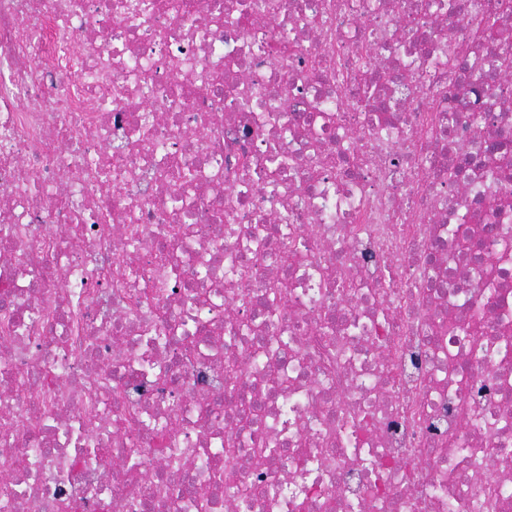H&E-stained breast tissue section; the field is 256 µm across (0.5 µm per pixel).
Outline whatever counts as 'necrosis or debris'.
Returning a JSON list of instances; mask_svg holds the SVG:
<instances>
[{
	"mask_svg": "<svg viewBox=\"0 0 512 512\" xmlns=\"http://www.w3.org/2000/svg\"><path fill=\"white\" fill-rule=\"evenodd\" d=\"M446 2L0 0V512H512V0Z\"/></svg>",
	"mask_w": 512,
	"mask_h": 512,
	"instance_id": "necrosis-or-debris-1",
	"label": "necrosis or debris"
}]
</instances>
